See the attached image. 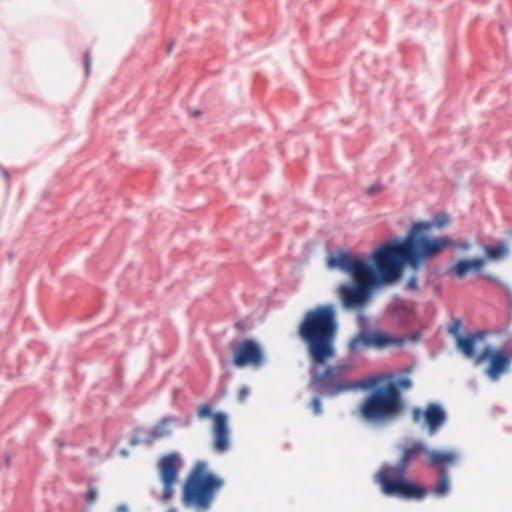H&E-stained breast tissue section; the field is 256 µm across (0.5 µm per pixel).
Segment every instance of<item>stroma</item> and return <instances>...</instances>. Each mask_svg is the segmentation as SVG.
Returning <instances> with one entry per match:
<instances>
[{
    "instance_id": "1",
    "label": "stroma",
    "mask_w": 512,
    "mask_h": 512,
    "mask_svg": "<svg viewBox=\"0 0 512 512\" xmlns=\"http://www.w3.org/2000/svg\"><path fill=\"white\" fill-rule=\"evenodd\" d=\"M149 14L122 57L110 63L69 146L31 204L24 259L0 224V289L19 311L10 326L12 359L24 373L52 362L73 334L83 345L77 422L59 426L68 406L48 414L39 386L0 427L23 425L0 447V469L24 479L56 474L67 512H104L108 472L136 457L155 464L139 501L120 512H192V501L221 512L231 488L221 460L233 447L239 409L255 399L253 380L275 358L264 336L289 319L302 350L295 402L319 420L332 412L386 435V452L366 471L380 501L418 512L453 497L452 476L468 456L450 435L448 398L415 392L422 369L462 365L471 395L512 385V318L492 326L495 345L477 340L457 290L471 279L497 281L512 300V178L479 187L477 154L503 141L498 109L512 105V70L485 40L512 42V0H140ZM462 48L453 87L433 75L435 17ZM376 105L408 111L395 133H381ZM484 116L471 145L460 114ZM272 185L263 195L260 182ZM409 182L407 204L397 191ZM292 196L291 219H275L277 188ZM476 198L478 226L457 231L459 201ZM355 221L335 226L338 212ZM148 225L131 278L123 263L101 271L97 254L114 225ZM244 254L253 276L224 291L231 327L207 321L208 289L170 302L172 279L202 265L215 277L226 257ZM329 282L327 298L306 280ZM162 307L124 356L103 358L100 337L121 334L130 312L118 284ZM417 358L401 375L360 395L314 394L324 369L358 354ZM149 399L158 416L125 422ZM196 440L187 448L186 440ZM433 461L438 478L412 486L400 463Z\"/></svg>"
}]
</instances>
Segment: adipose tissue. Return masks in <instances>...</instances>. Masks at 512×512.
I'll use <instances>...</instances> for the list:
<instances>
[{
    "instance_id": "ef3b65f1",
    "label": "adipose tissue",
    "mask_w": 512,
    "mask_h": 512,
    "mask_svg": "<svg viewBox=\"0 0 512 512\" xmlns=\"http://www.w3.org/2000/svg\"><path fill=\"white\" fill-rule=\"evenodd\" d=\"M125 0H0V224H22L29 204L50 172L49 162L63 144L71 114L82 111L105 69L88 74L89 59L118 60L125 51L114 40L109 11ZM58 54L63 84L36 87L44 52ZM31 87L29 97L18 86ZM28 115L37 134L26 150L11 136L19 115Z\"/></svg>"
}]
</instances>
